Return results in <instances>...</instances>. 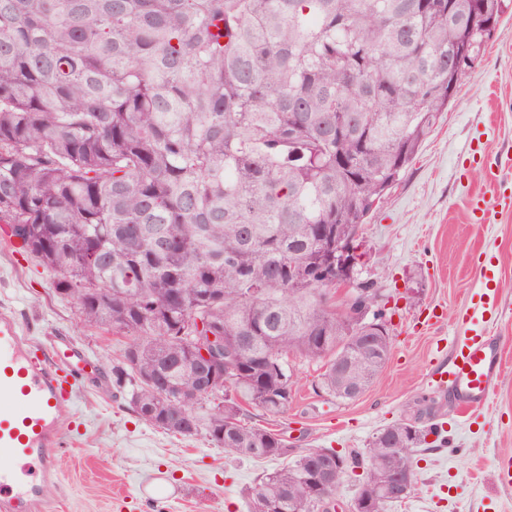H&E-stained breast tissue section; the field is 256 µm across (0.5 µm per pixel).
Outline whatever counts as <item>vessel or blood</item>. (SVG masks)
<instances>
[{
  "label": "vessel or blood",
  "instance_id": "vessel-or-blood-1",
  "mask_svg": "<svg viewBox=\"0 0 512 512\" xmlns=\"http://www.w3.org/2000/svg\"><path fill=\"white\" fill-rule=\"evenodd\" d=\"M481 285L463 321L447 366L434 368L432 383L449 387L463 410L485 404L501 372L502 357L487 324L499 313V270L491 256L478 263ZM85 354L70 344L44 352L25 336L15 313L0 312V512H46L40 488L60 482L56 457L73 421L68 412L78 385L95 375Z\"/></svg>",
  "mask_w": 512,
  "mask_h": 512
}]
</instances>
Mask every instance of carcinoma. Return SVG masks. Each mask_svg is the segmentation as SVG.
<instances>
[{
    "label": "carcinoma",
    "instance_id": "cac0c4a2",
    "mask_svg": "<svg viewBox=\"0 0 512 512\" xmlns=\"http://www.w3.org/2000/svg\"><path fill=\"white\" fill-rule=\"evenodd\" d=\"M511 1L0 0V223L85 325L132 336L112 382L146 422L286 457L241 402L285 412L290 356L325 362L339 400L372 384L389 329L336 317L323 242L367 222ZM196 334L224 337L211 392ZM431 434L401 419L362 453L309 448L249 508L329 512L338 461L383 512Z\"/></svg>",
    "mask_w": 512,
    "mask_h": 512
}]
</instances>
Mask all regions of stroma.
<instances>
[{
  "label": "stroma",
  "mask_w": 512,
  "mask_h": 512,
  "mask_svg": "<svg viewBox=\"0 0 512 512\" xmlns=\"http://www.w3.org/2000/svg\"><path fill=\"white\" fill-rule=\"evenodd\" d=\"M499 177L512 178V10L361 228L365 258L357 278L397 301L385 369L360 397L341 401L318 389L320 362L290 357L297 384L287 411L248 406L243 423L275 430L297 453L361 452L379 429L430 406L449 445L417 453L412 494L384 512H512V485L495 472L497 459L512 454V207L493 202ZM479 192L492 202L482 224L468 210ZM477 249L498 261L500 315L492 329L504 369L488 405L467 418L449 391L429 385L428 373L434 347L450 355L463 333L459 319L478 287ZM2 309L19 316L41 349L69 337L105 375L86 383L74 407L78 427L58 458L64 481L43 489L53 512H142L141 498L160 487L175 495L168 512H248L247 490L257 477L288 465L285 457H241L205 435L175 436L141 419L130 387L110 381L130 334L86 327L74 301L55 292L50 273L0 238Z\"/></svg>",
  "instance_id": "stroma-1"
}]
</instances>
